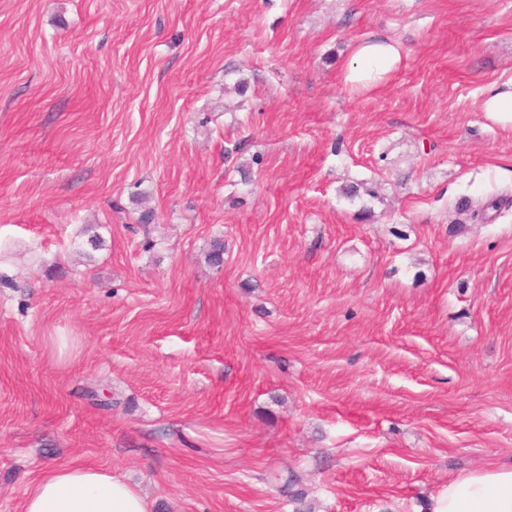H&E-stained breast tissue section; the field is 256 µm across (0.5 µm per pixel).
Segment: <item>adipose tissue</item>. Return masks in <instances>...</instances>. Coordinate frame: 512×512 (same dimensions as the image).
<instances>
[{"label":"adipose tissue","instance_id":"obj_1","mask_svg":"<svg viewBox=\"0 0 512 512\" xmlns=\"http://www.w3.org/2000/svg\"><path fill=\"white\" fill-rule=\"evenodd\" d=\"M398 42L371 38L359 43L343 75L353 91L378 86L398 70ZM24 512H150L147 500L123 479L96 466L62 467L29 493ZM431 512H512V466L493 464L449 480Z\"/></svg>","mask_w":512,"mask_h":512}]
</instances>
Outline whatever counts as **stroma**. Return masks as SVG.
Masks as SVG:
<instances>
[{
    "label": "stroma",
    "instance_id": "1",
    "mask_svg": "<svg viewBox=\"0 0 512 512\" xmlns=\"http://www.w3.org/2000/svg\"><path fill=\"white\" fill-rule=\"evenodd\" d=\"M511 79L512 0H0V512L64 466L152 512L511 467ZM401 62L398 42L383 38L365 40L353 51L352 61L344 71V84L353 91L378 86L391 78ZM483 112L512 121V82L495 88L482 102Z\"/></svg>",
    "mask_w": 512,
    "mask_h": 512
}]
</instances>
